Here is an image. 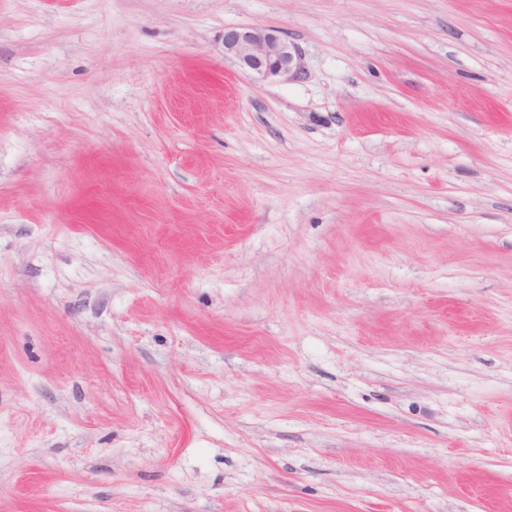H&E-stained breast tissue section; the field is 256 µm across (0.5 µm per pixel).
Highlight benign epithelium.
<instances>
[{"label":"benign epithelium","instance_id":"7a95c632","mask_svg":"<svg viewBox=\"0 0 512 512\" xmlns=\"http://www.w3.org/2000/svg\"><path fill=\"white\" fill-rule=\"evenodd\" d=\"M224 55L237 61L243 72L262 81L297 76L301 55L280 31L267 28L224 29Z\"/></svg>","mask_w":512,"mask_h":512}]
</instances>
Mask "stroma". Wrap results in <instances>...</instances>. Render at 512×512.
I'll return each instance as SVG.
<instances>
[{"label":"stroma","mask_w":512,"mask_h":512,"mask_svg":"<svg viewBox=\"0 0 512 512\" xmlns=\"http://www.w3.org/2000/svg\"><path fill=\"white\" fill-rule=\"evenodd\" d=\"M0 512H512V0H0ZM224 55L235 59L247 76L262 81L291 79L302 68L296 45L273 29L225 28Z\"/></svg>","instance_id":"35a3bbf8"}]
</instances>
